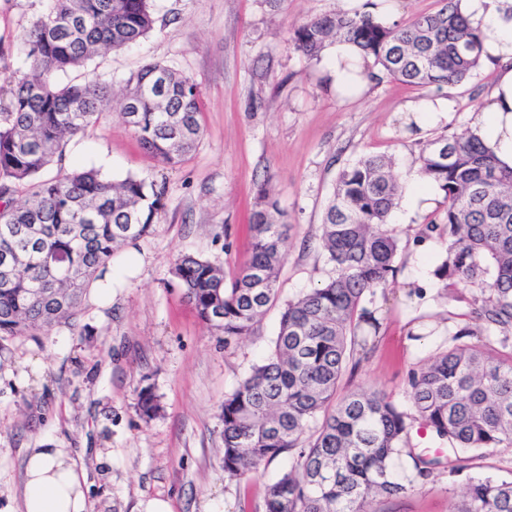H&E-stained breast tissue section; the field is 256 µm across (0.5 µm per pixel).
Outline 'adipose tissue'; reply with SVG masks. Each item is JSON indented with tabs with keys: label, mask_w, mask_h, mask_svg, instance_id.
Segmentation results:
<instances>
[{
	"label": "adipose tissue",
	"mask_w": 512,
	"mask_h": 512,
	"mask_svg": "<svg viewBox=\"0 0 512 512\" xmlns=\"http://www.w3.org/2000/svg\"><path fill=\"white\" fill-rule=\"evenodd\" d=\"M461 8L482 35V65L497 72L490 102L475 112L470 130L512 167V0H462ZM371 66V59L343 41L322 59L324 74L341 95L365 84ZM85 484L84 470L65 449H34L25 465L23 512H89Z\"/></svg>",
	"instance_id": "obj_1"
}]
</instances>
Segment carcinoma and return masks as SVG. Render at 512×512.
I'll list each match as a JSON object with an SVG mask.
<instances>
[{
    "label": "carcinoma",
    "mask_w": 512,
    "mask_h": 512,
    "mask_svg": "<svg viewBox=\"0 0 512 512\" xmlns=\"http://www.w3.org/2000/svg\"><path fill=\"white\" fill-rule=\"evenodd\" d=\"M407 24L388 25L368 12L338 11L294 28L290 42L311 60L338 39L373 59L367 78H394L422 89L459 84L480 67L482 39L461 0ZM153 0H47L23 37L27 70L7 79L0 101V339L34 337L74 327L83 295L107 272L124 244L148 235L163 188L128 175L110 180L95 169L41 172L66 139L97 122L112 86L91 73L57 85L59 74L83 67L103 50L137 43L155 28ZM118 116L159 162L180 163L202 136L199 91L185 74L149 63L128 80ZM419 173L444 193L447 206L417 239H445L433 271L448 302L467 301L471 325L461 336H495L512 349V167L501 165L480 137L464 129L427 140ZM402 186L388 155H364L343 168L326 208L318 247L326 280L285 303L271 350L230 393L221 421L224 473L240 479L286 454L290 468L267 484L263 512H378L438 466L451 472L496 448L512 447V353L456 346L413 369L411 411L379 389L341 398L337 387L365 325L380 328L366 297L389 286L400 234L388 227ZM21 198L15 199L16 192ZM278 202L260 186L251 215L253 248L233 274L212 261L181 255L171 273L199 319L224 335V345L249 336L277 303L287 240ZM471 289L466 297L459 285ZM145 421L161 405L154 385L136 391ZM420 423L448 442L451 453L428 457L406 450ZM413 477L394 478L402 455ZM456 512H512V481H469Z\"/></svg>",
    "instance_id": "carcinoma-1"
}]
</instances>
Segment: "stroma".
Masks as SVG:
<instances>
[{
    "label": "stroma",
    "instance_id": "obj_1",
    "mask_svg": "<svg viewBox=\"0 0 512 512\" xmlns=\"http://www.w3.org/2000/svg\"><path fill=\"white\" fill-rule=\"evenodd\" d=\"M344 0H155L153 32L130 47L58 75V84L101 75L122 87L146 64L160 62L191 77L199 90L203 136L179 165L168 167L140 146L132 127L108 109L66 145L60 165L93 167L110 179L136 175L163 185V206L147 236L128 244L110 266L112 300L87 293L76 328L0 340V512H22L26 459L34 448L70 449L86 470L90 512H143L148 501L171 512H259L266 483L285 472L281 456L256 475H224L220 406L265 358L280 310L254 335L232 345L201 323L170 273L180 254L235 272L251 247L249 218L259 186L272 190L288 226L279 274L284 303L316 287L329 267L317 246L336 178L365 154H388L397 174L415 168L422 142L468 128L495 74L479 68L443 89L386 79L356 97L337 98L321 64L288 44L291 29L345 9ZM44 0H0V80L25 70L21 38ZM446 94L457 107L447 120L409 129L411 101ZM444 197L407 212L396 276L377 291L380 329L337 393L376 388L409 407V375L454 346L467 307L439 298L432 271L445 251L439 237L417 241L440 217ZM150 379L162 410L143 421L136 390ZM512 480V448L497 449L452 474L434 470L380 512H452L470 479Z\"/></svg>",
    "mask_w": 512,
    "mask_h": 512
}]
</instances>
